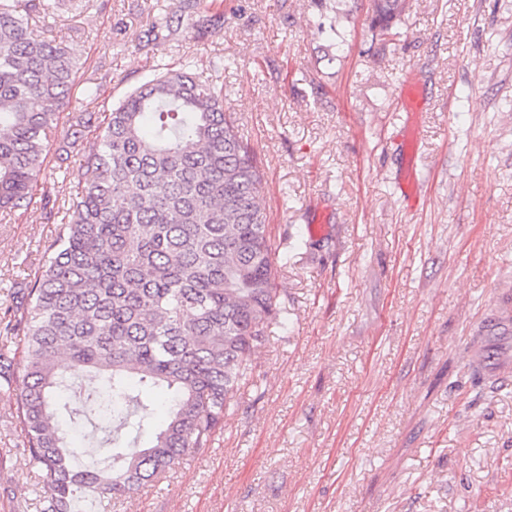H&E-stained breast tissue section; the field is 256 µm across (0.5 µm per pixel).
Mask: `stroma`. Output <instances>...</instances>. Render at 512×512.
Instances as JSON below:
<instances>
[{
  "label": "stroma",
  "instance_id": "1",
  "mask_svg": "<svg viewBox=\"0 0 512 512\" xmlns=\"http://www.w3.org/2000/svg\"><path fill=\"white\" fill-rule=\"evenodd\" d=\"M84 2L33 25L87 64L37 196L0 213V315L57 234L41 193L67 203L97 145L73 139L72 115L111 108L156 65L223 84L283 267L279 312L210 448L109 510L86 493L72 512H512V320L493 323L512 313V0H405L387 46L371 0H207L214 26L171 44L147 35L173 0ZM407 83L424 96L410 159ZM311 224L330 231L309 238ZM16 401L0 387V512H41Z\"/></svg>",
  "mask_w": 512,
  "mask_h": 512
}]
</instances>
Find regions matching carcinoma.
<instances>
[{"label":"carcinoma","mask_w":512,"mask_h":512,"mask_svg":"<svg viewBox=\"0 0 512 512\" xmlns=\"http://www.w3.org/2000/svg\"><path fill=\"white\" fill-rule=\"evenodd\" d=\"M82 0H0V210L30 204L60 111L86 59L31 21ZM195 0H177L153 40L196 29ZM403 0H373L379 40L396 35ZM76 138L99 141L77 180L49 256L0 318L21 337V374L0 349V380L20 391L15 411L30 461L46 472L47 512H70L90 492L117 502L158 481L224 428L253 357L276 318L278 256L259 206L262 174L224 86L157 67L107 112L73 117ZM98 386L77 387L59 358ZM86 395L112 423L99 459L77 463L60 424ZM151 433L142 444L139 439Z\"/></svg>","instance_id":"obj_1"}]
</instances>
